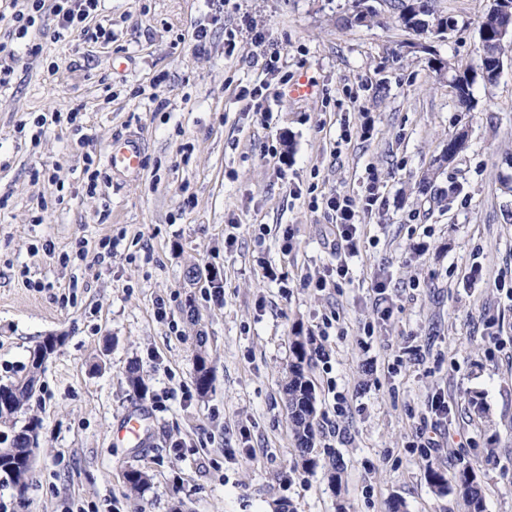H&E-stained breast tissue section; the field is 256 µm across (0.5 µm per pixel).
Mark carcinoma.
<instances>
[{"mask_svg":"<svg viewBox=\"0 0 512 512\" xmlns=\"http://www.w3.org/2000/svg\"><path fill=\"white\" fill-rule=\"evenodd\" d=\"M389 12L407 30L418 35H432L443 38L454 27L453 19L444 15L437 7V0H382ZM509 23V18L499 13L494 6H489L480 25L481 50L484 55L483 64L487 72H492L502 61L506 40L498 38L500 28ZM473 67L459 69L452 60H437V71L446 72L457 82V98L459 104L466 108L473 107L471 78L468 72ZM468 148V132L461 130L456 137L448 142L434 164L420 180L424 188L435 184L445 167L452 164ZM62 344L60 336L44 337L30 352L27 373L7 384H0V422L16 425V418L23 407L33 396L39 382L42 364L40 354L56 351ZM292 359L288 362L285 372V395L292 430L298 445L297 463L305 470L322 468L325 470L329 483L335 492H341L342 472L336 466V460L327 462L314 454L316 439V396L314 383L309 375V367L318 348L314 347V339L306 336L298 329L292 336ZM195 384L198 394L206 396L212 388L214 370L210 365L209 354L203 336H198L197 350L194 357ZM40 428V421L31 418L26 425L13 431L10 440L16 451L10 455L0 456V486L10 485L23 490L31 469V457L35 448L31 446L32 431ZM430 484L439 490H448L465 505L466 512H485L484 498L476 481L475 468L465 465L451 475L431 468L428 470ZM126 486L130 493L139 494L149 483V475L138 469L125 472Z\"/></svg>","mask_w":512,"mask_h":512,"instance_id":"carcinoma-1","label":"carcinoma"}]
</instances>
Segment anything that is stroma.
<instances>
[{"mask_svg":"<svg viewBox=\"0 0 512 512\" xmlns=\"http://www.w3.org/2000/svg\"><path fill=\"white\" fill-rule=\"evenodd\" d=\"M369 2L376 16L347 27L353 0H224L219 14L207 0H101L92 23L111 43L55 35L50 20L19 40L0 88V384L43 337L64 342L17 416L40 420L38 445L25 492L0 487V512H464L427 470L466 464L486 512H512V53L465 110L432 60L475 62L490 0H438L456 26L428 54ZM302 77L315 93L296 100ZM257 86L261 108L247 109L238 93ZM74 108L79 121L32 141L38 115ZM463 128L468 148L434 188L454 194L435 201L419 181ZM130 135L143 167L115 174L107 155ZM89 157L104 176L93 194ZM366 183L382 203L361 216L348 276L329 281L326 200ZM377 279L393 297L385 320ZM298 327L321 348L316 449L343 471L338 495L297 463L283 385ZM440 395L450 411L428 455L414 442ZM129 414L144 417L135 446L120 433ZM131 468L151 477L137 496ZM197 347L194 357L195 384L198 394L204 397L212 388L214 370L210 365L209 354L201 334L197 339Z\"/></svg>","mask_w":512,"mask_h":512,"instance_id":"stroma-1","label":"stroma"}]
</instances>
